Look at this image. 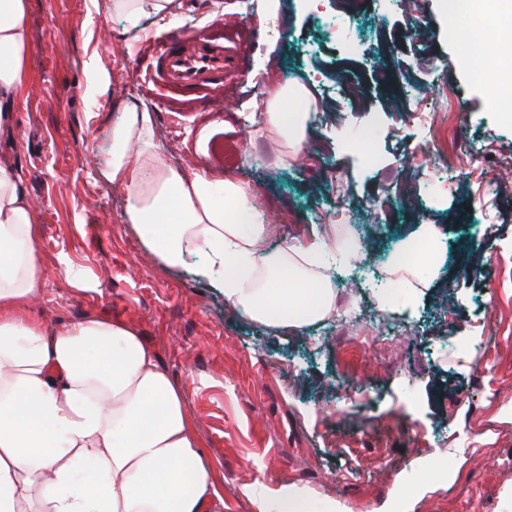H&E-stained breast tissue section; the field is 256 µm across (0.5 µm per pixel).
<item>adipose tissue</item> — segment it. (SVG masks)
Returning <instances> with one entry per match:
<instances>
[{
    "label": "adipose tissue",
    "instance_id": "ef3b65f1",
    "mask_svg": "<svg viewBox=\"0 0 512 512\" xmlns=\"http://www.w3.org/2000/svg\"><path fill=\"white\" fill-rule=\"evenodd\" d=\"M26 0H0V137L13 133L30 79ZM316 112L299 84L273 85L267 137L295 153ZM124 187L125 219L172 269L189 268L241 316L300 330L336 308L328 270L357 248L335 231L264 250L268 226L251 189L165 164L149 113L129 107L112 129L105 173ZM35 208L15 165L0 157V512H224L211 461L183 391L132 327L98 317L52 327L29 313L45 277ZM195 244L202 261L187 264ZM90 462L106 490L89 491Z\"/></svg>",
    "mask_w": 512,
    "mask_h": 512
}]
</instances>
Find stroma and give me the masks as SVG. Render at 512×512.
<instances>
[{"mask_svg":"<svg viewBox=\"0 0 512 512\" xmlns=\"http://www.w3.org/2000/svg\"><path fill=\"white\" fill-rule=\"evenodd\" d=\"M28 4L31 79L0 155L13 159L38 215L46 286L33 315L52 326L97 316L139 332L183 389L224 512H257L258 499L286 490L322 512H512V117L463 53L497 33L449 20L444 0L386 11L365 0L350 20L354 53L329 35L342 0H282L275 18L260 0H174L171 20L136 29L101 0ZM177 30L223 37L238 62L224 85L230 111L146 84ZM287 81L309 88L318 114L306 148L285 163L257 130L259 90ZM450 92L448 137L486 168L468 156L447 168L407 116ZM133 105L150 113L168 164L253 190L279 229L266 250L352 227L361 261L380 274L432 227L424 282L389 311L357 289V318L295 334L241 318L208 282L143 246L124 190L104 180L112 129ZM374 119L375 139L353 138ZM227 142L238 146L230 169L213 153ZM418 167L445 192L407 187ZM62 254L91 287L59 273Z\"/></svg>","mask_w":512,"mask_h":512,"instance_id":"obj_1","label":"stroma"}]
</instances>
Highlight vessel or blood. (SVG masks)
I'll list each match as a JSON object with an SVG mask.
<instances>
[{"instance_id":"b4317fda","label":"vessel or blood","mask_w":512,"mask_h":512,"mask_svg":"<svg viewBox=\"0 0 512 512\" xmlns=\"http://www.w3.org/2000/svg\"><path fill=\"white\" fill-rule=\"evenodd\" d=\"M160 58L159 77L165 87L207 93L223 90L226 73L235 64L225 55L222 42L209 39L186 42L172 38L163 45Z\"/></svg>"}]
</instances>
